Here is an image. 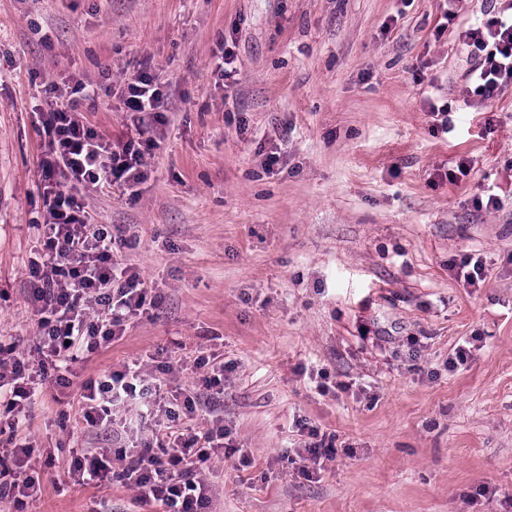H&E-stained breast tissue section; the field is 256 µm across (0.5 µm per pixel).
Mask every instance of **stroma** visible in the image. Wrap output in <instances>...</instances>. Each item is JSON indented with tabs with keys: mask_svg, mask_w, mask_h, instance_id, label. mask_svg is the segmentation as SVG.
<instances>
[{
	"mask_svg": "<svg viewBox=\"0 0 512 512\" xmlns=\"http://www.w3.org/2000/svg\"><path fill=\"white\" fill-rule=\"evenodd\" d=\"M498 7L465 0L450 26L448 0H0V337L31 363L46 86L109 83L83 121L158 144L135 192L81 194L156 305L70 388L43 385L15 430L41 491L0 512H164L74 483L70 449L217 420L232 449L209 512H512V86L479 102L460 36ZM144 60L162 124L122 102ZM466 256L484 264L472 285ZM200 355L226 364L223 393L201 387ZM132 362L171 363L165 400L196 392L194 417L120 413L114 439L82 421L83 382ZM310 426L336 451L308 477Z\"/></svg>",
	"mask_w": 512,
	"mask_h": 512,
	"instance_id": "obj_1",
	"label": "stroma"
}]
</instances>
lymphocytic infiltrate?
<instances>
[{
	"label": "lymphocytic infiltrate",
	"mask_w": 512,
	"mask_h": 512,
	"mask_svg": "<svg viewBox=\"0 0 512 512\" xmlns=\"http://www.w3.org/2000/svg\"><path fill=\"white\" fill-rule=\"evenodd\" d=\"M500 2L498 17L464 32L482 53L471 75L484 102L512 84V0ZM124 84L127 111L149 112L163 122L167 104L150 65L127 74ZM84 90V85H75L74 98L67 100L59 84L49 88L42 123L46 149L39 161L45 182L42 253L29 265L44 357L31 366L16 343L0 342V388L10 389L0 395V418L18 417L36 383L70 387L71 364L120 339L127 322L148 311V292L139 273L118 262L115 237L104 225L89 223L78 193L140 183L145 158L157 144L132 138L119 145L105 142L80 118L77 96ZM146 377L140 365L126 364L102 379L84 382L86 423L102 425L114 405L136 398ZM225 436L217 422L198 433H154L133 453L104 448L91 456L75 449L70 477L105 488L117 483L133 487L141 500L163 504L171 512H207L211 487L206 474ZM32 453L26 443L0 452V498L20 504L38 494L39 480L26 473Z\"/></svg>",
	"instance_id": "1"
}]
</instances>
